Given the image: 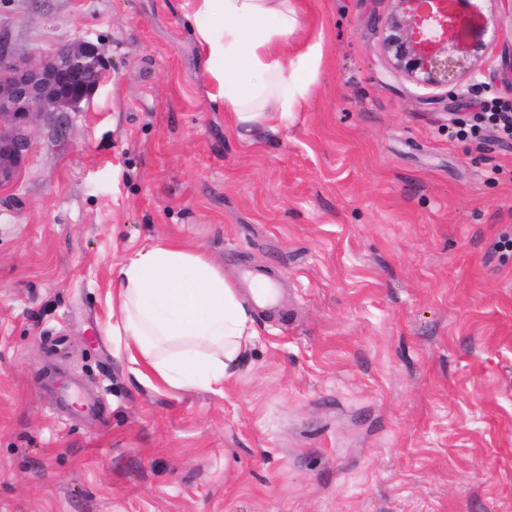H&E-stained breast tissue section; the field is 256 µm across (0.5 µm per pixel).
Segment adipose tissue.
Segmentation results:
<instances>
[{"label": "adipose tissue", "mask_w": 512, "mask_h": 512, "mask_svg": "<svg viewBox=\"0 0 512 512\" xmlns=\"http://www.w3.org/2000/svg\"><path fill=\"white\" fill-rule=\"evenodd\" d=\"M211 86L210 101L237 124L286 119L309 97L322 45L288 54L298 0H180ZM106 333L124 338L148 375L172 388L223 386L253 341L234 286L201 254L161 242L115 271Z\"/></svg>", "instance_id": "1"}]
</instances>
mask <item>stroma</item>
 Returning <instances> with one entry per match:
<instances>
[{"instance_id": "1", "label": "stroma", "mask_w": 512, "mask_h": 512, "mask_svg": "<svg viewBox=\"0 0 512 512\" xmlns=\"http://www.w3.org/2000/svg\"><path fill=\"white\" fill-rule=\"evenodd\" d=\"M177 4L0 0L15 56L84 38L111 73L0 187V512H512V144L454 134L512 103V0H478L454 102L391 71V0H302L288 49L323 61L273 127L211 103ZM168 240L280 289L222 391L104 332L114 269Z\"/></svg>"}]
</instances>
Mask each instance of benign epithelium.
I'll return each instance as SVG.
<instances>
[{"instance_id": "7a95c632", "label": "benign epithelium", "mask_w": 512, "mask_h": 512, "mask_svg": "<svg viewBox=\"0 0 512 512\" xmlns=\"http://www.w3.org/2000/svg\"><path fill=\"white\" fill-rule=\"evenodd\" d=\"M381 50L392 69L418 87L445 86L456 99V80L475 79L487 49L488 19L470 0H392ZM109 77L100 47L78 39L45 57H16L0 37V186L14 178L31 148L35 116L79 112Z\"/></svg>"}]
</instances>
